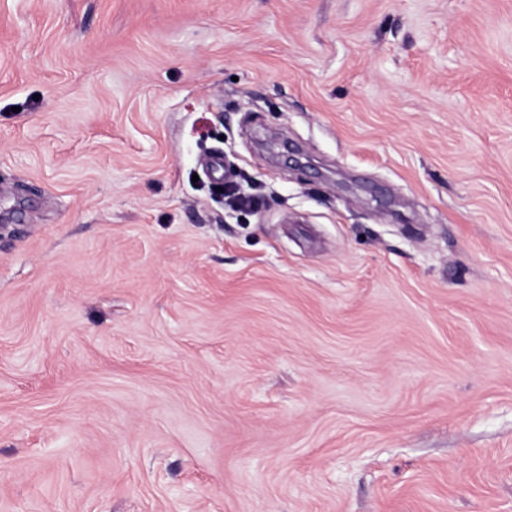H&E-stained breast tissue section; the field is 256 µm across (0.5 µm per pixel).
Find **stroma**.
<instances>
[{
	"instance_id": "obj_1",
	"label": "stroma",
	"mask_w": 512,
	"mask_h": 512,
	"mask_svg": "<svg viewBox=\"0 0 512 512\" xmlns=\"http://www.w3.org/2000/svg\"><path fill=\"white\" fill-rule=\"evenodd\" d=\"M0 512H512V0H0Z\"/></svg>"
}]
</instances>
